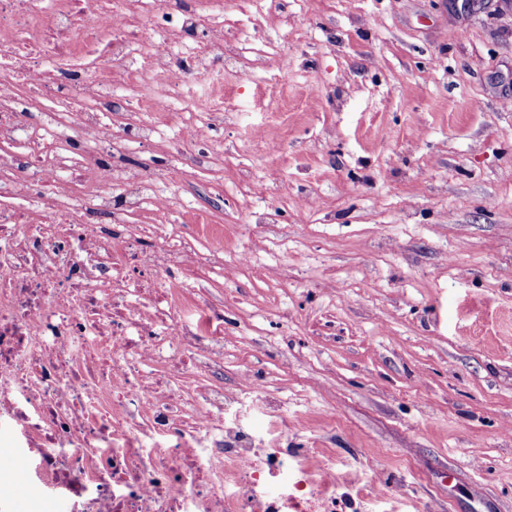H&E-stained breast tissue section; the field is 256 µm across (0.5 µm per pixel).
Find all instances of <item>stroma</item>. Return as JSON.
Listing matches in <instances>:
<instances>
[{
    "instance_id": "1",
    "label": "stroma",
    "mask_w": 512,
    "mask_h": 512,
    "mask_svg": "<svg viewBox=\"0 0 512 512\" xmlns=\"http://www.w3.org/2000/svg\"><path fill=\"white\" fill-rule=\"evenodd\" d=\"M223 10L224 164L185 162L224 228V388L262 384L238 419L328 449L336 512H512V0Z\"/></svg>"
}]
</instances>
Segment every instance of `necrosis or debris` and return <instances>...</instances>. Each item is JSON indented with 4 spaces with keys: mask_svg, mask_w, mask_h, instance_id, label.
<instances>
[{
    "mask_svg": "<svg viewBox=\"0 0 512 512\" xmlns=\"http://www.w3.org/2000/svg\"><path fill=\"white\" fill-rule=\"evenodd\" d=\"M209 0H0V453L71 512H334L336 465L227 419L223 230L169 226L184 167L124 163L128 141L194 145L224 119V25ZM134 93L118 132L112 77ZM77 168L81 195L59 178ZM154 202L155 228L131 223ZM108 215L105 224L97 215Z\"/></svg>",
    "mask_w": 512,
    "mask_h": 512,
    "instance_id": "1",
    "label": "necrosis or debris"
}]
</instances>
